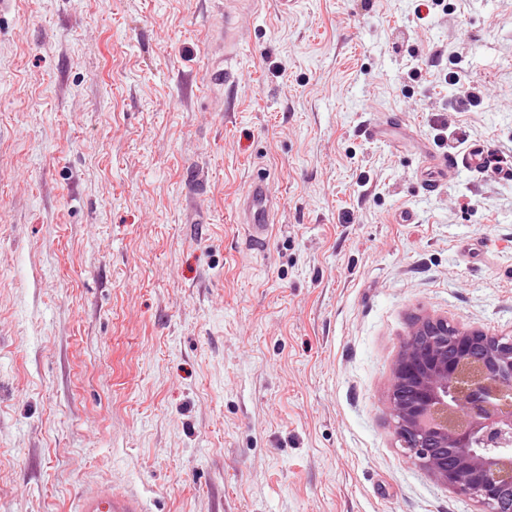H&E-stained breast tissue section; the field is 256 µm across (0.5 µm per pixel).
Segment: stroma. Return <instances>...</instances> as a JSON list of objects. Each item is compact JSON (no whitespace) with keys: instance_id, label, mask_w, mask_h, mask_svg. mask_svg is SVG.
I'll list each match as a JSON object with an SVG mask.
<instances>
[{"instance_id":"1","label":"stroma","mask_w":512,"mask_h":512,"mask_svg":"<svg viewBox=\"0 0 512 512\" xmlns=\"http://www.w3.org/2000/svg\"><path fill=\"white\" fill-rule=\"evenodd\" d=\"M447 4L0 0V512L102 479L147 512H477L385 402L413 316L512 334V181L448 166L453 136L512 157V0ZM244 204L247 240L253 245H262L268 240L273 228V224H269L273 199L266 179L255 180L250 185L244 197Z\"/></svg>"}]
</instances>
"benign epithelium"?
<instances>
[{"instance_id":"obj_1","label":"benign epithelium","mask_w":512,"mask_h":512,"mask_svg":"<svg viewBox=\"0 0 512 512\" xmlns=\"http://www.w3.org/2000/svg\"><path fill=\"white\" fill-rule=\"evenodd\" d=\"M386 404L405 455L478 512H512V336L416 316Z\"/></svg>"}]
</instances>
